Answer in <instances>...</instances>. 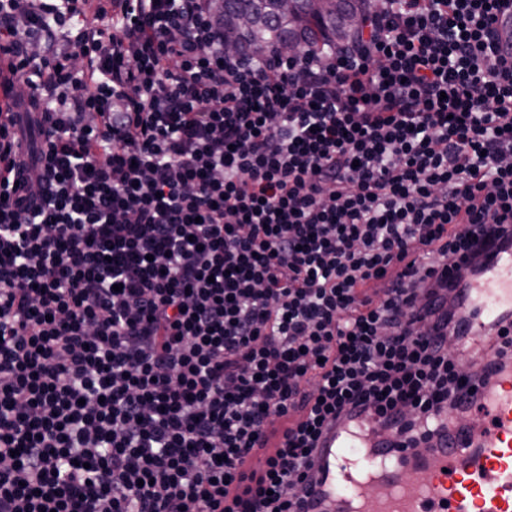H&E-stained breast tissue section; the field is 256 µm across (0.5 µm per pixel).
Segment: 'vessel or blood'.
<instances>
[{
  "instance_id": "vessel-or-blood-1",
  "label": "vessel or blood",
  "mask_w": 512,
  "mask_h": 512,
  "mask_svg": "<svg viewBox=\"0 0 512 512\" xmlns=\"http://www.w3.org/2000/svg\"><path fill=\"white\" fill-rule=\"evenodd\" d=\"M456 307L464 355L512 314V248L494 249ZM472 410L481 429L439 423L425 447L406 449L376 415L348 413L313 459L308 512H512V367Z\"/></svg>"
}]
</instances>
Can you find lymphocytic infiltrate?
<instances>
[{"label": "lymphocytic infiltrate", "instance_id": "obj_1", "mask_svg": "<svg viewBox=\"0 0 512 512\" xmlns=\"http://www.w3.org/2000/svg\"><path fill=\"white\" fill-rule=\"evenodd\" d=\"M214 0H0V512H302L325 426L404 448L492 368L457 291L512 246V0H371L260 65Z\"/></svg>", "mask_w": 512, "mask_h": 512}]
</instances>
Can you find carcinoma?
<instances>
[{"label": "carcinoma", "instance_id": "carcinoma-1", "mask_svg": "<svg viewBox=\"0 0 512 512\" xmlns=\"http://www.w3.org/2000/svg\"><path fill=\"white\" fill-rule=\"evenodd\" d=\"M368 0H295L291 13L279 16L277 0H217L216 12L224 22V32L231 35L237 48L257 59L275 45H293L294 51L332 50L352 40L359 24H346L349 15L362 19Z\"/></svg>", "mask_w": 512, "mask_h": 512}]
</instances>
